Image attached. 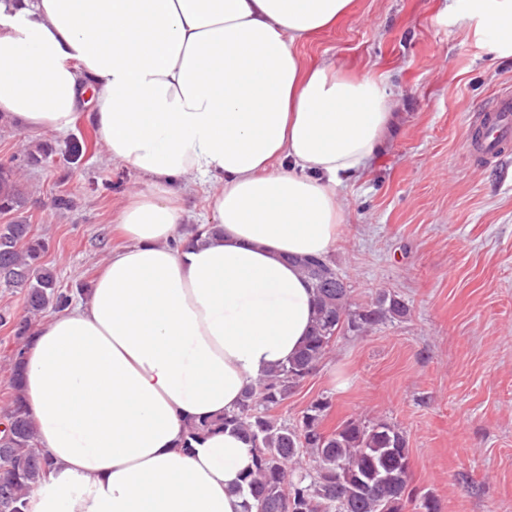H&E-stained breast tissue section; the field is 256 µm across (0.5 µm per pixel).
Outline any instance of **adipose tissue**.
<instances>
[{"instance_id": "obj_1", "label": "adipose tissue", "mask_w": 512, "mask_h": 512, "mask_svg": "<svg viewBox=\"0 0 512 512\" xmlns=\"http://www.w3.org/2000/svg\"><path fill=\"white\" fill-rule=\"evenodd\" d=\"M352 2L0 0V116L64 133L91 105L112 161L144 178L88 297L28 339L24 403L53 461L30 512H244L247 444L183 441L297 353L315 297L296 260L335 249L338 189L395 126L384 79L295 51ZM468 16L512 55V0ZM197 179L217 188L193 233Z\"/></svg>"}]
</instances>
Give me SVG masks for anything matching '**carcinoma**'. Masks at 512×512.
Wrapping results in <instances>:
<instances>
[{
    "instance_id": "1",
    "label": "carcinoma",
    "mask_w": 512,
    "mask_h": 512,
    "mask_svg": "<svg viewBox=\"0 0 512 512\" xmlns=\"http://www.w3.org/2000/svg\"><path fill=\"white\" fill-rule=\"evenodd\" d=\"M26 201L17 188L14 167L0 164V215L12 220L0 228V283L24 291L28 316L13 325L18 349L11 367L12 399L0 410V512H29L30 492L52 467L38 447L23 404L21 366L31 317L69 306L72 294L60 288L55 271L41 262L45 243L31 225L14 214ZM298 266L316 293L315 322L306 343L279 370L259 379L237 411L189 426L187 441L218 429L233 428L249 443L254 469L245 474L251 502L245 512H404L414 503L406 433L386 421L351 418L331 432L323 428L329 402L317 399L298 422L272 411L292 396L330 352L340 333L360 334L405 317L409 308L385 291L373 304L352 308L350 285L327 259L304 258Z\"/></svg>"
}]
</instances>
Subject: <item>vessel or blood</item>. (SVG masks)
I'll return each instance as SVG.
<instances>
[{"instance_id":"1","label":"vessel or blood","mask_w":512,"mask_h":512,"mask_svg":"<svg viewBox=\"0 0 512 512\" xmlns=\"http://www.w3.org/2000/svg\"><path fill=\"white\" fill-rule=\"evenodd\" d=\"M469 147L486 158L512 147V91L486 103L470 125Z\"/></svg>"}]
</instances>
